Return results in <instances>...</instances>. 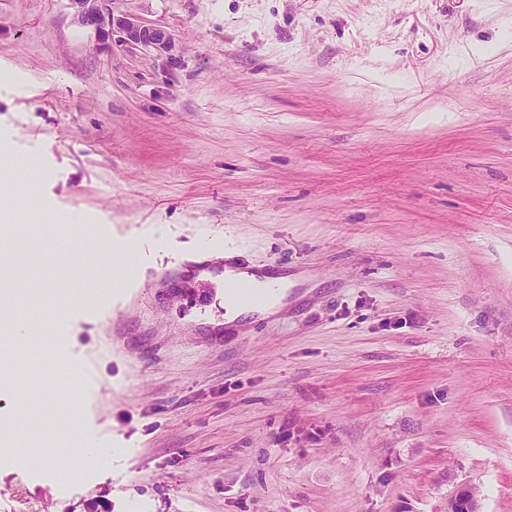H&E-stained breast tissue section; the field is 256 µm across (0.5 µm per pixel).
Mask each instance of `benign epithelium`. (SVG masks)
Wrapping results in <instances>:
<instances>
[{"instance_id": "7a95c632", "label": "benign epithelium", "mask_w": 512, "mask_h": 512, "mask_svg": "<svg viewBox=\"0 0 512 512\" xmlns=\"http://www.w3.org/2000/svg\"><path fill=\"white\" fill-rule=\"evenodd\" d=\"M97 2L99 0H70L80 25L92 27L107 38L117 33L120 42L125 44L152 47L162 51L170 49L171 38L166 30L147 26L134 15L116 17L106 13ZM448 512H481L480 499L472 488L461 486L449 499Z\"/></svg>"}]
</instances>
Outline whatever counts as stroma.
Wrapping results in <instances>:
<instances>
[{"mask_svg": "<svg viewBox=\"0 0 512 512\" xmlns=\"http://www.w3.org/2000/svg\"><path fill=\"white\" fill-rule=\"evenodd\" d=\"M103 7L172 49L0 0V172L40 170L7 221L42 227L0 512H512V0ZM226 241L287 277L277 314L225 323ZM82 431L122 454L75 459ZM448 512H481L480 499L468 486H460L448 501Z\"/></svg>", "mask_w": 512, "mask_h": 512, "instance_id": "stroma-1", "label": "stroma"}]
</instances>
